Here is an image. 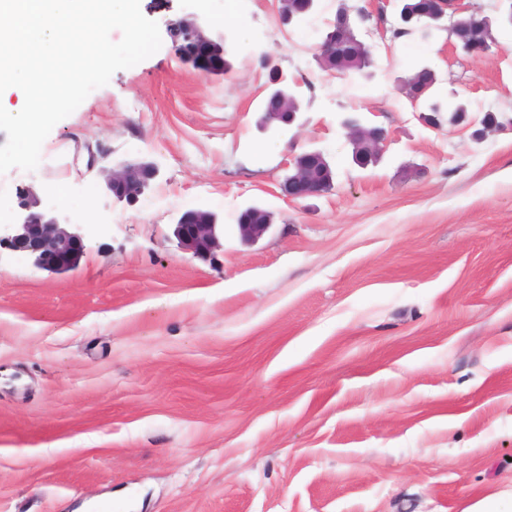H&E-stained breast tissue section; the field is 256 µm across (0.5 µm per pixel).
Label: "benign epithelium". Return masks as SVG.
Masks as SVG:
<instances>
[{"label":"benign epithelium","mask_w":512,"mask_h":512,"mask_svg":"<svg viewBox=\"0 0 512 512\" xmlns=\"http://www.w3.org/2000/svg\"><path fill=\"white\" fill-rule=\"evenodd\" d=\"M317 0H301L299 8L290 13L283 11L282 22L299 25L316 9ZM471 11L465 0H420L410 16L411 24L424 28L439 26L447 21L445 29L455 48L469 55L486 50V46L470 42L462 35L456 18ZM359 18L348 10L336 12L332 28L325 32L319 45L317 61L327 70H344V53L350 41L363 45L356 32ZM169 34L177 58L206 73L224 72L225 39L212 38L195 17L181 18L170 25ZM423 76L400 80L403 96L419 111L436 81V71L430 66L422 67ZM281 78L271 81V88L263 104L264 122L267 125L290 126L294 124L302 106L288 98L279 88ZM341 127L352 145L353 161L362 166L374 164L385 152L386 132L377 126H368L358 120L345 118ZM157 168L146 162L126 161L112 167L100 169L106 189L119 201L132 203L157 176ZM334 186V172L325 154L320 150H309L297 156L292 172L285 180V191L293 199H305L321 195ZM19 218L14 224L0 226V248L20 252L33 258L34 264L49 272H65L73 268L84 251L83 236L79 228L63 224L43 205L39 193L24 188L18 195ZM272 221L268 214L255 206H248L238 218V233L241 240L254 245L270 230ZM224 228L217 223L215 214L201 209L183 212L173 228L177 246L195 256H206L221 247Z\"/></svg>","instance_id":"benign-epithelium-1"}]
</instances>
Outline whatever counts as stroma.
I'll return each instance as SVG.
<instances>
[{"label": "stroma", "instance_id": "obj_1", "mask_svg": "<svg viewBox=\"0 0 512 512\" xmlns=\"http://www.w3.org/2000/svg\"><path fill=\"white\" fill-rule=\"evenodd\" d=\"M342 3L368 15L361 83L315 58ZM140 8L158 52L58 122L35 171L0 174V224L32 187L85 244L59 274L0 250V512H512V25L470 57L441 29L382 36L395 0H320L298 28L278 0L234 23L224 0ZM191 15L231 43L223 72L176 58ZM425 63L458 123L400 93ZM275 73L301 93L289 127L262 123ZM348 116L386 131L377 164L353 162ZM91 146L158 175L117 201ZM312 149L334 186L291 199ZM251 205L272 227L247 245ZM193 208L224 226L204 257L172 235Z\"/></svg>", "mask_w": 512, "mask_h": 512}]
</instances>
